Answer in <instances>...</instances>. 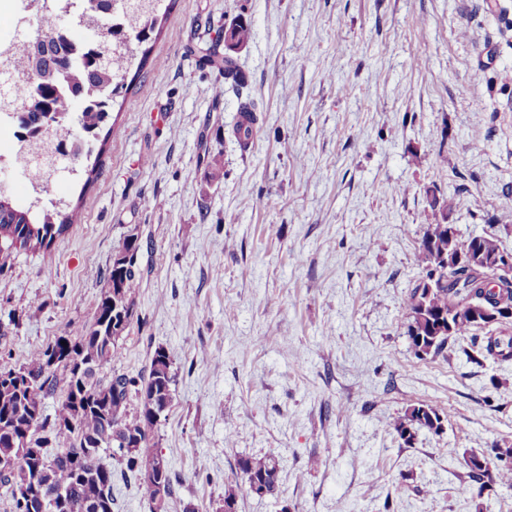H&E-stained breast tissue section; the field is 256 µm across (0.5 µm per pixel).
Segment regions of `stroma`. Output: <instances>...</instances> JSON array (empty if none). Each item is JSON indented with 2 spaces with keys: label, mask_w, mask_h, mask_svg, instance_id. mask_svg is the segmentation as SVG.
I'll use <instances>...</instances> for the list:
<instances>
[{
  "label": "stroma",
  "mask_w": 512,
  "mask_h": 512,
  "mask_svg": "<svg viewBox=\"0 0 512 512\" xmlns=\"http://www.w3.org/2000/svg\"><path fill=\"white\" fill-rule=\"evenodd\" d=\"M239 20L248 86L219 98L201 51ZM158 26L97 180L42 197L75 223L0 252V367L90 322L135 235L140 320L116 367L147 373L159 348L173 363L167 512H215L237 459L271 452L277 493L237 512H512V488L460 490L466 457L512 445V361L475 363L465 338L418 359L403 309L428 225L512 250V0H173ZM419 401L445 428L406 446L388 426ZM256 105L253 100L248 99L241 102L239 106V120L234 127L236 139L246 147L249 141H252L257 133V116L255 114ZM245 120V121H244Z\"/></svg>",
  "instance_id": "stroma-1"
}]
</instances>
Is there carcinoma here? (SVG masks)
Listing matches in <instances>:
<instances>
[{"label": "carcinoma", "instance_id": "obj_1", "mask_svg": "<svg viewBox=\"0 0 512 512\" xmlns=\"http://www.w3.org/2000/svg\"><path fill=\"white\" fill-rule=\"evenodd\" d=\"M30 5L44 39L31 42L23 33L15 55L0 59V74L12 78V84L0 92V110L11 111L15 116L26 113L25 119L17 120L29 137L24 142L23 160L40 176L39 191L25 209L5 199V192L0 191V244L15 250L47 247L71 224L72 216L60 209L64 205L61 200L51 210L38 208L42 194L61 173L59 155L63 144L58 134L71 131L67 119L74 113L76 138L86 144L96 138L116 97L123 92L125 76L136 59V46L151 38L159 15L155 0H106L99 6L87 0L81 9L83 27L78 31L84 50L73 55L60 51L51 41L67 6L58 0H30ZM114 11L124 15L126 29L114 30L105 25ZM250 38L249 25L239 22L231 26L230 47L238 48ZM221 71L224 86L218 89L220 94L228 87L237 90L246 82L228 54L224 55ZM44 101L60 115V121L48 124L42 120ZM255 110L250 99L240 103L234 135L244 146L257 133ZM465 246L466 242L456 234L453 241H448V225H427L415 251L419 279L404 301L407 338L419 359L439 356L451 338L468 336L471 345L506 361L512 358V338L503 349L500 337L493 335L488 326L460 319L454 313L471 302L512 308L509 284L491 300L484 296L486 279L492 275L489 270L483 269L458 284L450 256ZM103 277L107 287L95 305L91 322L33 350L22 367L0 369V458L17 460L15 469L0 471V487L10 493L14 512H29L28 505L15 495L14 487L33 481L46 501L47 512H81L80 506L100 502L105 493L108 512H115L112 470L100 465L96 456L81 457L84 442L94 439L109 448L115 438L127 441V447L118 448L116 464L121 471L137 477L149 510H154V492L146 475L163 455L155 442L159 419L152 413L151 404L155 400L172 404L176 374L169 355L159 349L152 356L146 377L113 368L120 354V340L137 317L133 296L139 287V276L131 266L122 268V261L117 258ZM484 330L486 335H478ZM108 368L112 372L103 381L99 374ZM61 381L64 390L51 417L45 414V401L56 394ZM445 420L443 410L421 401L389 427L408 444L421 428L439 433ZM40 430L66 447L47 456L44 447L48 439L36 436ZM466 467L468 481L462 487L466 495L480 498L496 487L511 488L512 445L494 446L487 456L472 453L466 459ZM237 470L242 483L224 486L222 503L237 504L239 494L261 480L267 482L268 493L277 490L276 456L240 457Z\"/></svg>", "mask_w": 512, "mask_h": 512}]
</instances>
